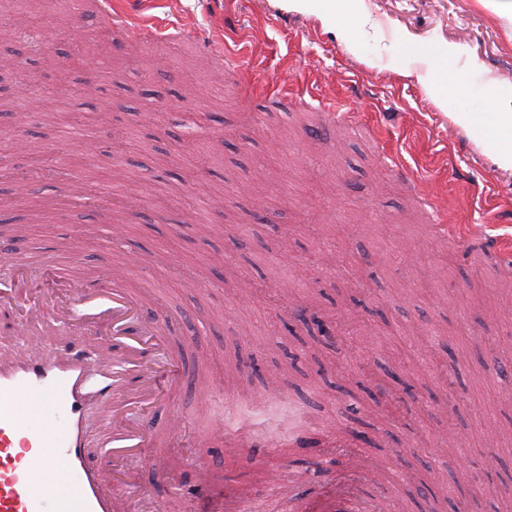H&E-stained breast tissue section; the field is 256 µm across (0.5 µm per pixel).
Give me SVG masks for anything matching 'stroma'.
Instances as JSON below:
<instances>
[{"label": "stroma", "mask_w": 512, "mask_h": 512, "mask_svg": "<svg viewBox=\"0 0 512 512\" xmlns=\"http://www.w3.org/2000/svg\"><path fill=\"white\" fill-rule=\"evenodd\" d=\"M98 2L0 0V241L31 255L20 316L28 292L66 298L48 264L111 270L112 230L144 254L126 284L145 317L176 321L180 378L133 419L183 427L123 462L130 501L210 512L184 495L203 468L246 512H303L288 500L299 473L310 512H334L349 458L327 454L329 419L404 512H512V288L429 237L399 176L448 223L512 240V165L479 122L512 95L505 0H138L159 25L221 33L246 62L222 69L188 40L128 44L113 20L125 0ZM73 43L99 69L65 55ZM243 80L280 96L245 108ZM328 98L332 133L307 136ZM320 313L351 322L352 340L319 335ZM274 383L283 398L267 397ZM244 423L300 425L314 454H226ZM107 429L90 402L86 453L108 486Z\"/></svg>", "instance_id": "1"}]
</instances>
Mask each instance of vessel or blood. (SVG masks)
<instances>
[{
    "label": "vessel or blood",
    "mask_w": 512,
    "mask_h": 512,
    "mask_svg": "<svg viewBox=\"0 0 512 512\" xmlns=\"http://www.w3.org/2000/svg\"><path fill=\"white\" fill-rule=\"evenodd\" d=\"M125 25L136 44L161 39L155 23L129 16ZM177 36L190 38L203 54L221 53L213 39L191 26H181ZM430 218L432 233L466 240L471 255L493 259L501 278H512V260L481 230L467 235L438 213L432 212ZM28 267V255L0 246V314L12 310ZM71 286L72 305L60 304L48 294L29 302V323L43 332L39 351L23 341L12 357L0 358V512H115L124 492L123 479L116 476L111 485H103L89 472L83 452L81 422L89 372L94 367L101 371L95 394L114 417L107 446L116 459L150 446L154 439L152 430L125 424L122 413L127 407L158 401L165 384L179 375L167 355L172 329L160 322L145 330L143 301L123 281L113 280L108 288L90 283ZM76 319L111 322L109 352H98L91 342L73 350L56 335V325ZM33 402L45 413L37 427L26 415ZM225 444L227 453L236 455L247 448L273 447L274 442L245 428L226 438ZM372 482L366 474L352 487L360 512H387V504L373 496Z\"/></svg>",
    "instance_id": "obj_1"
}]
</instances>
